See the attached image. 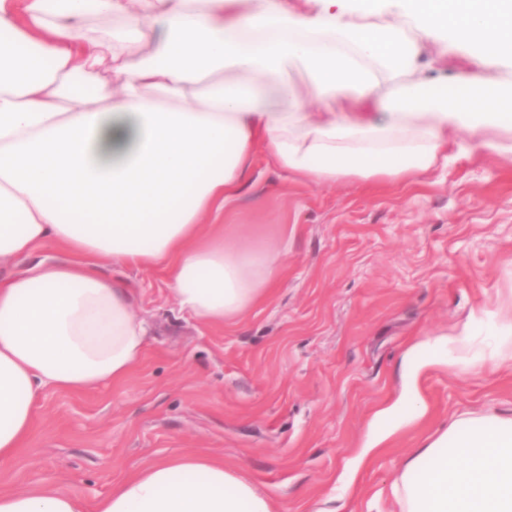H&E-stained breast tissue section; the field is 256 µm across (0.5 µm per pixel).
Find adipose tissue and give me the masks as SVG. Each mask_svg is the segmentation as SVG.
Here are the masks:
<instances>
[{
    "instance_id": "1",
    "label": "adipose tissue",
    "mask_w": 512,
    "mask_h": 512,
    "mask_svg": "<svg viewBox=\"0 0 512 512\" xmlns=\"http://www.w3.org/2000/svg\"><path fill=\"white\" fill-rule=\"evenodd\" d=\"M311 2L0 0V464L29 449L44 390L115 382L142 361L148 330L124 269L161 268L180 310L208 326L273 296L285 245L202 226L250 182L256 141L275 167L321 183L409 184L474 152L512 158V0H397L386 15L370 0ZM94 14L142 25L121 38L90 29ZM431 42L440 59L470 49L476 71L451 86L416 76ZM486 67L506 75L487 79ZM307 96L332 119L304 112ZM372 422L381 431L356 471L407 420L394 402ZM389 493L398 512H512V417L450 424ZM0 512L273 505L191 451L140 467L89 507L48 481L0 490Z\"/></svg>"
}]
</instances>
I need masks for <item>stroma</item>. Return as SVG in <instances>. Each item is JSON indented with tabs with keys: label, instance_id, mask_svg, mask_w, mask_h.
I'll return each mask as SVG.
<instances>
[{
	"label": "stroma",
	"instance_id": "35a3bbf8",
	"mask_svg": "<svg viewBox=\"0 0 512 512\" xmlns=\"http://www.w3.org/2000/svg\"><path fill=\"white\" fill-rule=\"evenodd\" d=\"M252 185L220 221L241 240H287L271 300L234 323L180 312L157 268L131 267L141 363L93 389L48 390L35 405L34 454L0 466V489L44 479L85 504L150 460L207 452L250 479L276 512H366L406 461L460 418L512 416V162L460 159L398 182H303L254 151ZM470 336L487 368L434 362L441 337ZM421 372L423 405L359 475L331 488L375 409Z\"/></svg>",
	"mask_w": 512,
	"mask_h": 512
}]
</instances>
